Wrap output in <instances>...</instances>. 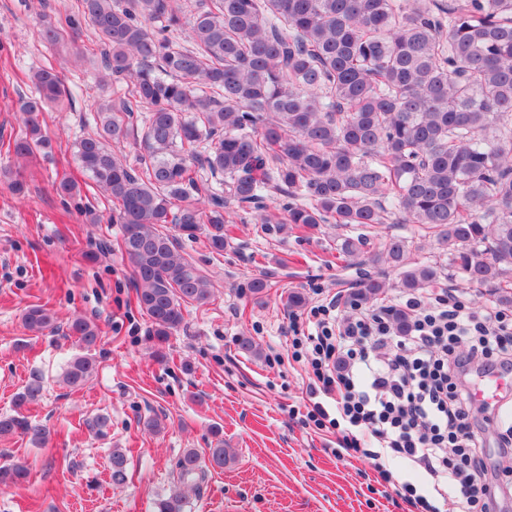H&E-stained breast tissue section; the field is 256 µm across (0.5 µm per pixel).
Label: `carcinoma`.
I'll list each match as a JSON object with an SVG mask.
<instances>
[{"label": "carcinoma", "mask_w": 512, "mask_h": 512, "mask_svg": "<svg viewBox=\"0 0 512 512\" xmlns=\"http://www.w3.org/2000/svg\"><path fill=\"white\" fill-rule=\"evenodd\" d=\"M93 26L104 76L130 79L119 104L94 107V134L76 143V160L112 202L108 222L121 225V249L133 268L139 308L160 347L182 326L188 306H203L210 283L178 252L172 224L224 253L232 205L272 221L264 200L287 198L285 221L298 228L332 219L352 229L390 217L417 224L448 249L453 273L489 289L512 308V0H78L77 9L45 24V38L77 39ZM189 30L191 47L169 32ZM17 101L24 130L7 152L28 158L52 148L41 112L67 95L53 68L30 76ZM137 165L110 142L135 131ZM215 182L199 178L197 164ZM362 235L341 238L353 257ZM410 242L384 239L368 262L399 271L401 287L419 291L441 277L438 266L411 263ZM370 274L354 301L384 293ZM33 332H55L54 313L23 314ZM90 350L99 326L78 316L67 326ZM97 372L94 357L75 356L62 380L71 388ZM43 391L35 373L0 416V436L24 434L43 447L50 430L22 410ZM232 460L219 440L202 457L176 461L174 489L157 512H184V488L198 489L211 467ZM111 480H127L120 448ZM26 464L0 467V485L22 484Z\"/></svg>", "instance_id": "obj_1"}]
</instances>
